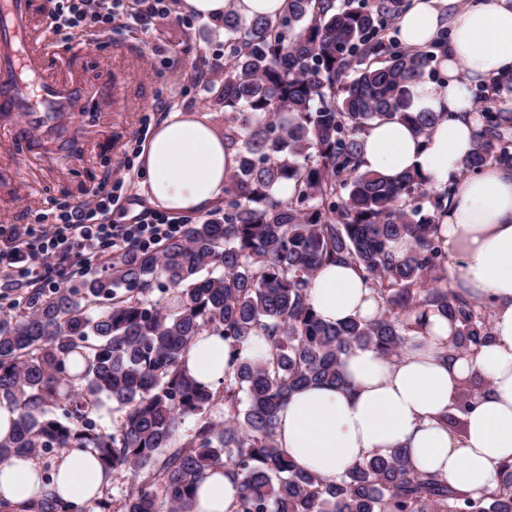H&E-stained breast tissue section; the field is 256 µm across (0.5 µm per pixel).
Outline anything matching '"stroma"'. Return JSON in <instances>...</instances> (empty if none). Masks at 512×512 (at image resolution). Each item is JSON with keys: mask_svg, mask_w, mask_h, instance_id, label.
Masks as SVG:
<instances>
[{"mask_svg": "<svg viewBox=\"0 0 512 512\" xmlns=\"http://www.w3.org/2000/svg\"><path fill=\"white\" fill-rule=\"evenodd\" d=\"M168 7L145 31L125 27L89 46L53 40L51 72L85 88V116L52 158L0 127V226L38 223L52 206L86 200L118 181L129 198L112 221L130 223L156 209L139 160L140 129L158 127L173 112L223 129L224 107L208 91L224 73L223 25L186 11L183 0Z\"/></svg>", "mask_w": 512, "mask_h": 512, "instance_id": "obj_1", "label": "stroma"}]
</instances>
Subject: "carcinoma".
Returning <instances> with one entry per match:
<instances>
[{"mask_svg": "<svg viewBox=\"0 0 512 512\" xmlns=\"http://www.w3.org/2000/svg\"><path fill=\"white\" fill-rule=\"evenodd\" d=\"M407 0H285L276 19L224 14V145L238 165L224 184V220L185 224L155 249L112 254L106 268L56 288L0 296V403L15 406L0 464L81 448L105 472L136 482L121 512H192L215 465L240 477L232 512H512V463L480 495L415 470L401 450L360 460L336 478L296 468L276 442L277 413L294 391L345 384L354 346L398 358L437 313L453 348L492 340V299L470 297L448 274L439 224L455 194L410 170L395 181L359 166L361 136L376 120L424 133L445 117L408 112V86L431 63L384 30ZM512 167V105L480 112L475 145L460 168ZM281 188L290 189L283 197ZM408 239L409 252L392 244ZM347 262L381 301L371 320L323 322L308 301L320 266ZM239 349L265 338V355L232 361L222 386L183 370L198 336ZM485 382L465 386L444 424L462 432ZM124 409L112 432L87 410ZM220 414L215 418L214 414ZM188 417L192 431L179 434ZM48 488L25 512H112V499L84 504Z\"/></svg>", "mask_w": 512, "mask_h": 512, "instance_id": "1", "label": "carcinoma"}]
</instances>
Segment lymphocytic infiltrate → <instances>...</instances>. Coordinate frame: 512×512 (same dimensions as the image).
<instances>
[{
    "label": "lymphocytic infiltrate",
    "instance_id": "lymphocytic-infiltrate-1",
    "mask_svg": "<svg viewBox=\"0 0 512 512\" xmlns=\"http://www.w3.org/2000/svg\"><path fill=\"white\" fill-rule=\"evenodd\" d=\"M49 27L54 36L67 40L73 33H108L116 24L146 27L164 16L165 0H140L132 8L129 0H50ZM122 185L97 190L75 207H60L44 214L38 226L15 224L0 228V287L45 288L77 272L101 267L109 248H148L160 239L181 235L177 218L154 214L131 224L111 220L122 207Z\"/></svg>",
    "mask_w": 512,
    "mask_h": 512
}]
</instances>
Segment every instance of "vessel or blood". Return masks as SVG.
<instances>
[{
    "label": "vessel or blood",
    "instance_id": "obj_1",
    "mask_svg": "<svg viewBox=\"0 0 512 512\" xmlns=\"http://www.w3.org/2000/svg\"><path fill=\"white\" fill-rule=\"evenodd\" d=\"M35 13L34 0H0V115H24L26 132L49 152L55 129L77 116L80 87L46 75L50 37L34 28Z\"/></svg>",
    "mask_w": 512,
    "mask_h": 512
}]
</instances>
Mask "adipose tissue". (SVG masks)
<instances>
[{"label": "adipose tissue", "instance_id": "obj_1", "mask_svg": "<svg viewBox=\"0 0 512 512\" xmlns=\"http://www.w3.org/2000/svg\"><path fill=\"white\" fill-rule=\"evenodd\" d=\"M411 0L398 19L399 42L411 51L439 44L441 75H421L410 85L407 109L438 112L427 133L400 120L374 122L362 135V170L393 178L417 170L456 192L440 218L448 270L471 297H493V340L479 349L454 350V329L429 314L419 344L398 360L353 347L342 361L346 385L317 383L292 394L277 420L279 446L302 469L325 478L375 454L400 448L414 469L432 472L453 487L479 493L492 486L502 461L512 460V170L490 163L475 175L459 174L479 126L474 90L512 72V0ZM210 19L233 11L245 19L276 18L285 0H184ZM467 80H460V72ZM140 161L156 202L172 212H201L223 196L235 154L208 123L173 113L143 146ZM309 302L325 322L370 319L381 309L371 286L347 263L319 269ZM231 348L217 336L199 337L186 354L197 381L217 385ZM485 387L465 418L462 433L443 418L463 386ZM43 468L34 457L0 464V503L23 512L38 497ZM56 491L88 501L102 484L90 452L69 450L54 462ZM238 482L223 467L208 471L193 512H231Z\"/></svg>", "mask_w": 512, "mask_h": 512}]
</instances>
